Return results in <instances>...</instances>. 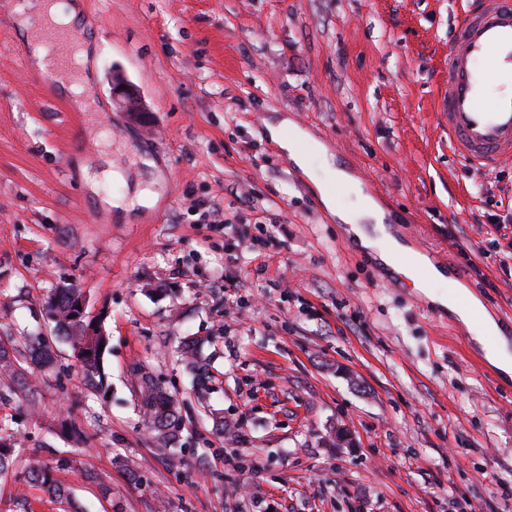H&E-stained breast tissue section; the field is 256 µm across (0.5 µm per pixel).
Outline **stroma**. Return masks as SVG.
I'll list each match as a JSON object with an SVG mask.
<instances>
[{
    "label": "stroma",
    "mask_w": 512,
    "mask_h": 512,
    "mask_svg": "<svg viewBox=\"0 0 512 512\" xmlns=\"http://www.w3.org/2000/svg\"><path fill=\"white\" fill-rule=\"evenodd\" d=\"M76 2L85 112L25 81L0 15V327L39 333L47 295L72 283L109 337L107 391L62 343L37 409L0 403L70 491L64 505L29 485L28 512H512V380L454 314L351 247L265 134L284 118L310 132L512 317L495 230H512V164L461 162L438 112L473 0ZM116 70L147 125L113 101ZM141 193L155 205L106 206ZM184 336L205 340L204 390L171 356ZM135 363L181 403L178 465L139 412Z\"/></svg>",
    "instance_id": "stroma-1"
}]
</instances>
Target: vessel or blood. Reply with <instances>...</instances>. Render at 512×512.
I'll return each mask as SVG.
<instances>
[{
	"label": "vessel or blood",
	"instance_id": "vessel-or-blood-1",
	"mask_svg": "<svg viewBox=\"0 0 512 512\" xmlns=\"http://www.w3.org/2000/svg\"><path fill=\"white\" fill-rule=\"evenodd\" d=\"M41 37L64 57L77 43L72 27L46 15ZM454 153L479 169L512 161V0H475L448 48V90L439 102Z\"/></svg>",
	"mask_w": 512,
	"mask_h": 512
}]
</instances>
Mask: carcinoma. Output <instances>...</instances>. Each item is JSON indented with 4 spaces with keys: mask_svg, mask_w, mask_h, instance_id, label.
Segmentation results:
<instances>
[{
    "mask_svg": "<svg viewBox=\"0 0 512 512\" xmlns=\"http://www.w3.org/2000/svg\"><path fill=\"white\" fill-rule=\"evenodd\" d=\"M80 298V289L71 284L59 285L52 289L45 300V309L54 323L50 334L16 336L5 331L0 335V401L34 396L37 387L28 356L35 353L43 364H51L55 354L53 345L60 339L71 343L77 366L88 381L101 376L109 337L103 333L100 322L86 320L85 314L76 309L75 301ZM200 349V339L185 337L175 348V354L187 369L196 371L199 369ZM131 375L137 387L140 411L156 442L165 448L179 438L182 416L161 382L150 372L136 365L132 367ZM12 436L9 420L1 417L0 474L7 472L17 459L22 458L25 461L24 483L39 484L52 501L66 498L64 488L51 477L48 469L36 456L18 447Z\"/></svg>",
    "mask_w": 512,
    "mask_h": 512,
    "instance_id": "1",
    "label": "carcinoma"
}]
</instances>
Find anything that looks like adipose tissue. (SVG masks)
Wrapping results in <instances>:
<instances>
[{
	"mask_svg": "<svg viewBox=\"0 0 512 512\" xmlns=\"http://www.w3.org/2000/svg\"><path fill=\"white\" fill-rule=\"evenodd\" d=\"M267 132L270 140L309 177L324 206L346 225L352 240L361 249L376 254L384 265L400 269L432 304L455 313L475 339L483 342L486 359L504 376L512 377V344L501 335L482 303L472 296L467 301H460V285L448 280L446 274L424 255H416L413 263L400 266L399 259L406 253V245L385 233L382 227L384 211L373 198L363 193L358 179L337 166L329 149L287 120L268 126ZM340 190L354 195L351 205L337 206L336 193ZM443 282L448 285L447 291L437 292L436 284Z\"/></svg>",
	"mask_w": 512,
	"mask_h": 512,
	"instance_id": "ef3b65f1",
	"label": "adipose tissue"
}]
</instances>
